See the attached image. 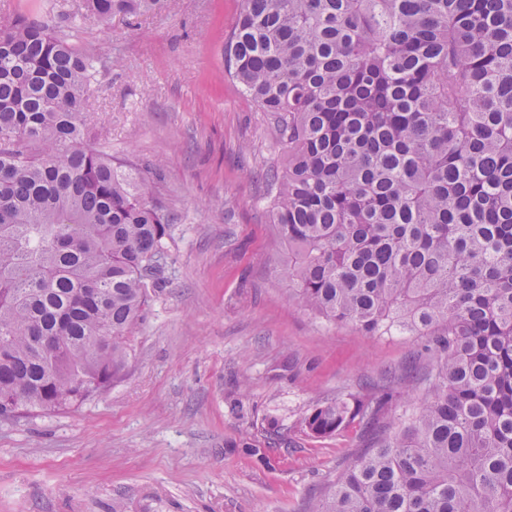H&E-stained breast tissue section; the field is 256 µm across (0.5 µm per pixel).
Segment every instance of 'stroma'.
<instances>
[{"label":"stroma","mask_w":512,"mask_h":512,"mask_svg":"<svg viewBox=\"0 0 512 512\" xmlns=\"http://www.w3.org/2000/svg\"><path fill=\"white\" fill-rule=\"evenodd\" d=\"M239 7L166 0L78 23L98 69L87 143L130 161L167 207L166 261L121 380L77 408L0 420V512H307L372 432L315 437L304 416L380 386L401 416L407 366L430 363L424 337L334 325L289 297L255 177L284 148L224 74Z\"/></svg>","instance_id":"35a3bbf8"}]
</instances>
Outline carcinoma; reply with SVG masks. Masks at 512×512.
<instances>
[{
    "mask_svg": "<svg viewBox=\"0 0 512 512\" xmlns=\"http://www.w3.org/2000/svg\"><path fill=\"white\" fill-rule=\"evenodd\" d=\"M240 2L224 73L288 150L265 175L280 277L314 316L434 355L310 512H512V0ZM94 70L43 22L0 21L1 420L121 378L165 262L168 209L85 145ZM389 399L327 401L304 427L375 424Z\"/></svg>",
    "mask_w": 512,
    "mask_h": 512,
    "instance_id": "obj_1",
    "label": "carcinoma"
}]
</instances>
